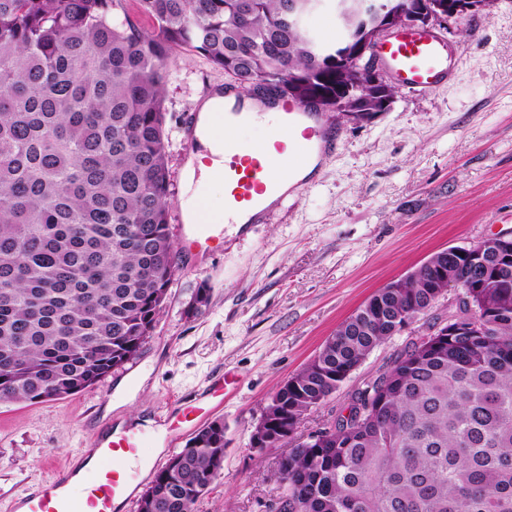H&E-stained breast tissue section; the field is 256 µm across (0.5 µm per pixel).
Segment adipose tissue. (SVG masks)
Here are the masks:
<instances>
[{
	"label": "adipose tissue",
	"mask_w": 512,
	"mask_h": 512,
	"mask_svg": "<svg viewBox=\"0 0 512 512\" xmlns=\"http://www.w3.org/2000/svg\"><path fill=\"white\" fill-rule=\"evenodd\" d=\"M197 112L195 137L199 149L190 155L184 171L190 192L187 201L188 219L193 224H220L224 221V211L209 205L206 190L217 183L219 173L224 170L225 137L236 138L243 129L260 126L265 128L266 138H273L282 116L277 112L232 115L225 112L224 97L216 92L199 102Z\"/></svg>",
	"instance_id": "ef3b65f1"
}]
</instances>
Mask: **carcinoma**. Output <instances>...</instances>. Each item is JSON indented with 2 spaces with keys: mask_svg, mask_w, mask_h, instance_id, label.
<instances>
[{
  "mask_svg": "<svg viewBox=\"0 0 512 512\" xmlns=\"http://www.w3.org/2000/svg\"><path fill=\"white\" fill-rule=\"evenodd\" d=\"M0 0V401L42 403L95 384L138 353L178 268L169 232L166 83L171 50L204 57L253 95L333 111L377 110L347 46L289 23L306 0ZM430 10L440 0H394ZM349 40L371 26L351 14ZM434 253L448 280L482 288L479 336L411 341L350 393L308 447L295 434L391 337L429 308L432 270L373 295L291 376L264 413L288 436L283 512H512V258ZM142 496L149 512H194L224 464V422L189 439Z\"/></svg>",
  "mask_w": 512,
  "mask_h": 512,
  "instance_id": "carcinoma-1",
  "label": "carcinoma"
}]
</instances>
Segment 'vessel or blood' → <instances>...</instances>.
<instances>
[{
  "mask_svg": "<svg viewBox=\"0 0 512 512\" xmlns=\"http://www.w3.org/2000/svg\"><path fill=\"white\" fill-rule=\"evenodd\" d=\"M379 61L389 75L403 87L430 92L448 82L455 64L442 37L411 28L381 39L375 48ZM276 108L287 115V123L276 139L242 147L237 141L224 142V212L252 213L254 222H261L257 208L262 195L272 189V171L284 168L296 175L309 157L325 155L334 147L328 115L311 110L291 100H279ZM225 227L221 224H189L184 229L185 249L202 256L224 242ZM226 381H219L208 399L193 405L180 404L174 409L175 421L184 429H192L209 414L211 401H223ZM170 448L174 439L159 436L147 440L140 430L128 427L120 432L108 431L94 443L98 466L73 490V471L57 469L44 487L20 499L26 512H113V500L122 495L138 477L139 461L145 456L147 443Z\"/></svg>",
  "mask_w": 512,
  "mask_h": 512,
  "instance_id": "b4317fda",
  "label": "vessel or blood"
}]
</instances>
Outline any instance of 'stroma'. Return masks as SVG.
I'll return each instance as SVG.
<instances>
[{
  "label": "stroma",
  "instance_id": "1",
  "mask_svg": "<svg viewBox=\"0 0 512 512\" xmlns=\"http://www.w3.org/2000/svg\"><path fill=\"white\" fill-rule=\"evenodd\" d=\"M442 36L458 64L448 85L396 87L389 110L367 121L335 113L338 147L297 194L248 231L228 225L223 248L180 255L163 312L134 359L64 399L0 403V512L57 466L90 455L98 434L140 419L164 428L174 400L204 398L225 376L233 385L212 414L224 422V468L195 512H268L280 492L277 453L253 449L250 438L279 385L378 289L437 251L512 230V0L449 20ZM226 82L201 56L172 50L165 107L176 241L186 222L189 116ZM202 287L209 302L191 311ZM447 311L439 302L375 348L301 432L330 420Z\"/></svg>",
  "mask_w": 512,
  "mask_h": 512
}]
</instances>
